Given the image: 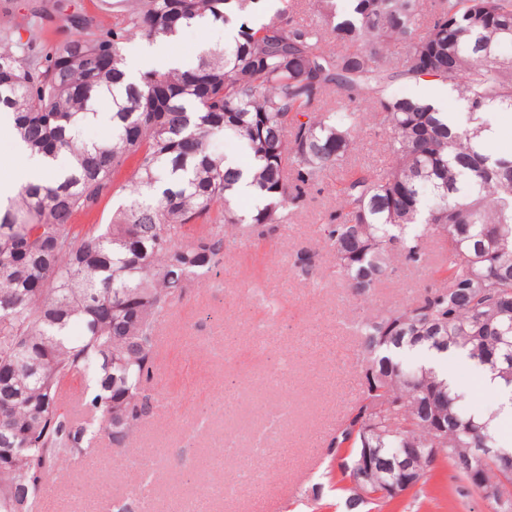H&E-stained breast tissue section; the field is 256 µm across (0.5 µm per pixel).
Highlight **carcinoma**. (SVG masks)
<instances>
[{
    "label": "carcinoma",
    "instance_id": "cac0c4a2",
    "mask_svg": "<svg viewBox=\"0 0 512 512\" xmlns=\"http://www.w3.org/2000/svg\"><path fill=\"white\" fill-rule=\"evenodd\" d=\"M259 2L115 0L102 29L76 0H54L52 17L32 6L26 39L15 14L0 12V40L15 44L0 49V115L27 152L68 155L56 180L29 182L0 206V512H38L47 479L93 442L130 443L151 412L161 319L343 167L340 206L321 232L353 295H372L397 263H426L423 238L443 244L440 285L356 325L361 395L329 442L346 512L397 500L376 492L399 480L407 446L413 496L443 463L465 481L481 473L498 492L493 512H512V446L447 376L405 355L456 353L512 394V154L482 140L489 113L512 111V56L501 53L512 0H292L270 16ZM55 19L67 37L45 50ZM216 22L231 39L203 46L194 66L123 84L132 36L171 40ZM402 82L451 85L468 123L393 94ZM364 104L386 134L379 171L350 165ZM100 113L108 139L83 141ZM218 136L250 157L264 203L247 217L233 207L241 167L208 146ZM110 190L124 201L109 223H73ZM84 373L91 391L67 410L64 386ZM365 449L369 499L346 484Z\"/></svg>",
    "mask_w": 512,
    "mask_h": 512
}]
</instances>
